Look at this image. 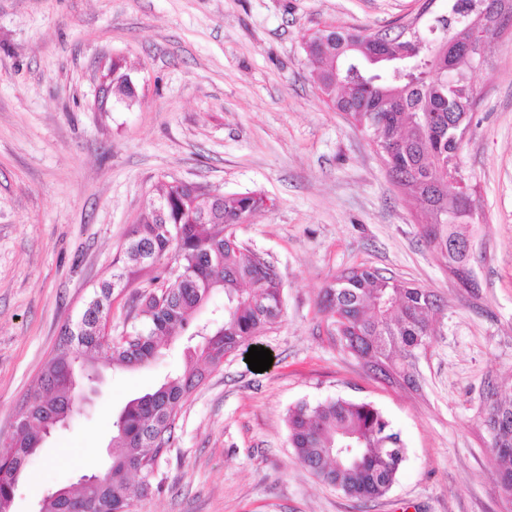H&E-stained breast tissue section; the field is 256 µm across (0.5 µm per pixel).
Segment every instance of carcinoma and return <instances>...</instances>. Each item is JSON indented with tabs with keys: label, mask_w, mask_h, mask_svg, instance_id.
I'll return each mask as SVG.
<instances>
[{
	"label": "carcinoma",
	"mask_w": 512,
	"mask_h": 512,
	"mask_svg": "<svg viewBox=\"0 0 512 512\" xmlns=\"http://www.w3.org/2000/svg\"><path fill=\"white\" fill-rule=\"evenodd\" d=\"M469 0H455L448 32L459 48L473 37L472 21L462 11ZM312 76L332 106L357 126L373 132L379 149L386 150L396 174L405 178L403 192L421 208L422 237L444 260L454 276L467 281L472 271L463 255L448 250V240L463 241L470 217L461 206L462 194L438 180L432 165L456 147L470 123L473 97L468 82L471 61L458 54L450 62L438 58L426 40H411L401 31L371 35L329 32L308 39ZM355 43L394 52L412 51L420 69L411 80L392 74L370 81L361 74L335 80L330 68L341 66ZM265 200L256 192L223 194L216 199L191 184H167L142 214L124 254L126 264L154 267L157 278L168 280L167 295L138 297L132 338L103 344L99 322L109 315L112 293L125 287V270H116L95 290L79 318L65 326L54 354L32 387L31 401L21 419L27 424L15 432L11 451L0 457V500H13L18 477L45 440L44 421L64 422L78 408L77 393L68 381L71 369L95 373L99 356L114 369L149 364L160 343L191 331L204 337L190 355L191 367L156 388L129 399L112 422L114 448L103 483L93 489L101 512H131L134 501L162 488L153 464L138 479L131 469L136 460H154L172 439L175 421L189 394L211 367L276 324L283 314L282 283L276 268L260 254L244 247L233 228L261 209ZM184 275L167 278L163 266L168 254ZM224 293V307L212 303ZM323 312L342 348L361 360L385 381L415 383V363L433 339L431 320L439 309L434 291L356 266L343 270L324 291ZM211 318L200 322L204 311ZM289 444L298 461L321 482L349 496L380 498L395 483L405 461V446L390 419L369 402L336 397L316 403L302 401L288 409ZM486 426L495 451L499 488L512 486V394L489 385ZM45 496L40 512H63L64 492Z\"/></svg>",
	"instance_id": "1"
}]
</instances>
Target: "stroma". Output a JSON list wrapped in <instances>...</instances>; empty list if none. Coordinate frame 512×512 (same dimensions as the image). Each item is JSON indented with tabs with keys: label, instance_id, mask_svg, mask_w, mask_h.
I'll list each match as a JSON object with an SVG mask.
<instances>
[{
	"label": "stroma",
	"instance_id": "1",
	"mask_svg": "<svg viewBox=\"0 0 512 512\" xmlns=\"http://www.w3.org/2000/svg\"><path fill=\"white\" fill-rule=\"evenodd\" d=\"M423 0H0V455L64 326L110 279L160 183L256 192L266 208L237 238L277 268L283 316L207 374L159 459L160 492L132 512H512L483 423L488 384L512 387V33L470 75L463 173L476 204L462 287L420 235L372 132L328 108L306 40L330 27L394 30ZM120 62L131 102L103 100ZM364 264L435 291L434 339L416 387L384 383L330 334L324 289ZM152 273L112 295V331ZM186 337L134 370L100 361L99 393L43 443L11 512L108 461L112 418L186 366ZM372 403L405 443L375 500L320 482L295 458L286 416L301 401Z\"/></svg>",
	"mask_w": 512,
	"mask_h": 512
}]
</instances>
